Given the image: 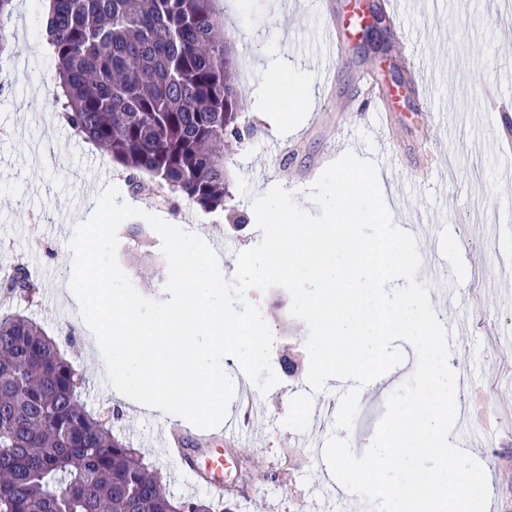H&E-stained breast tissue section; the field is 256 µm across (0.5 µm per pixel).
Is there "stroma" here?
Segmentation results:
<instances>
[{"label":"stroma","mask_w":512,"mask_h":512,"mask_svg":"<svg viewBox=\"0 0 512 512\" xmlns=\"http://www.w3.org/2000/svg\"><path fill=\"white\" fill-rule=\"evenodd\" d=\"M322 2L218 0L236 58L249 65L251 84L242 90L241 124L247 132L224 156L232 199L225 209L207 211L184 197L133 193L123 166L59 121L54 96L45 90L57 66L43 48L44 0H14L8 25L15 49L0 62V268L25 265L39 288L26 303L11 296L0 300V316L22 313L54 336L85 378L81 400L87 409L111 418L115 433L171 476L174 463L162 444L161 415L121 408L106 383L99 349L88 343L90 329L60 294L71 276L67 241L75 224L92 214L103 188L98 165L107 166L123 199L205 241L222 239L229 266L262 237L254 198L273 185L293 183L297 203L313 210L304 186L324 169L339 133L351 128L356 154L375 160L389 176L395 224L418 225L420 253L435 255L444 273L436 281L424 267L419 280L435 290L456 282L470 287L469 307L449 308L441 321L468 325V335L451 348V365L469 379L466 413L497 431L494 445L475 454L487 476V512H512V388L505 385L499 353L500 338L512 335V265L506 262L512 253V157L496 149L512 128V110L490 112L483 101L488 87L512 97V0H413L407 13L401 0H364L368 13L381 9L392 17L397 46L390 51L359 35L328 76L314 64ZM271 64L306 71L313 85L312 98L290 129H279L275 114L263 109ZM374 86L391 101L390 153L381 150L366 117ZM428 146L436 151L438 176L423 182L413 171ZM133 225L145 234L119 227V263L140 293L165 299L161 240L144 220L134 219ZM247 297L272 326L271 363L280 382L266 396H254L246 438L224 448L232 512H372L362 497L342 490L321 447L335 430L347 383L314 397L309 428L318 444L306 445L303 433L283 427L291 398L309 390L308 329L291 316L284 288L252 289ZM401 348L404 362L366 397L368 414L352 426L351 446L375 433L388 396L413 373L414 349L406 342ZM280 470L286 479L266 480V473Z\"/></svg>","instance_id":"1"}]
</instances>
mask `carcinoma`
<instances>
[{
  "mask_svg": "<svg viewBox=\"0 0 512 512\" xmlns=\"http://www.w3.org/2000/svg\"><path fill=\"white\" fill-rule=\"evenodd\" d=\"M0 0V61L13 53ZM215 0H49L61 118L130 173L135 192L186 197L206 211L231 198L224 153L242 140L231 35ZM27 302L38 284L3 270ZM80 371L21 313L0 318V512H231L172 496L79 401Z\"/></svg>",
  "mask_w": 512,
  "mask_h": 512,
  "instance_id": "1",
  "label": "carcinoma"
}]
</instances>
